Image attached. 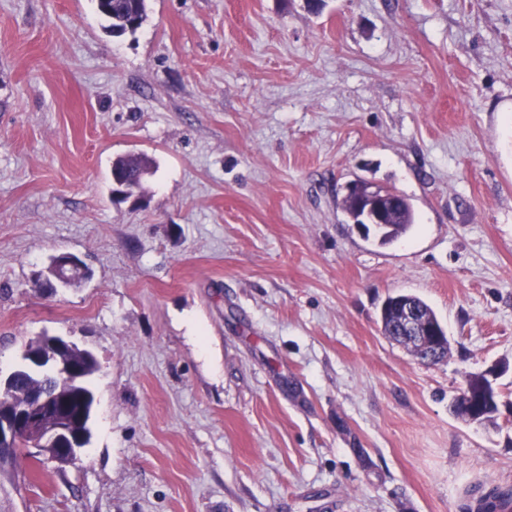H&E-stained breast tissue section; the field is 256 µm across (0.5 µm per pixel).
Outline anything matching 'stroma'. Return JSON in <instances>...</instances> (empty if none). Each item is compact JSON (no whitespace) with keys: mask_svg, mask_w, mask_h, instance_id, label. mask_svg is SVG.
<instances>
[{"mask_svg":"<svg viewBox=\"0 0 512 512\" xmlns=\"http://www.w3.org/2000/svg\"><path fill=\"white\" fill-rule=\"evenodd\" d=\"M0 0V372L94 354L79 460L20 459L0 512H473L512 486V0ZM151 162L139 204L120 158ZM394 189L380 244L340 202ZM70 251L89 281L34 291ZM422 297L424 364L380 308ZM507 364L499 408L449 410ZM112 37L134 35L147 19L146 0H94ZM98 2H101L98 4ZM348 189L349 191L342 197L341 205L353 224L367 225L360 219L363 211L357 208L353 198L357 192H362L364 195L372 194L375 202L384 208L386 224H379L381 222L378 217L369 209L365 211L367 223H373L377 227L381 244H388L405 236L416 225V216L411 203L407 197L395 190L377 185L373 187L363 181L350 183ZM409 304H412L413 307L418 311V321L420 326H422L424 323H427L429 326H435L443 336V342L439 345L440 353L435 363L443 360L448 356L450 351L447 332L443 324L438 319L434 310L418 296L405 293H398L388 296L382 305L380 315V321L382 323V331L384 335L387 336L390 340L396 342L398 345L405 348L420 361H424L430 354H436V349L434 347H432L422 338L416 337L418 336L416 329L417 314L412 309H406L402 331L405 334H409V336L415 337L400 336L398 327L396 325V323L401 318L399 311L402 310L405 305ZM67 344L66 341L60 337L53 336L51 339L37 352L25 351L23 359L24 364L20 365L12 371L6 378L2 379L0 376V386L6 388L9 381L20 372H32L37 370H49L60 381L70 380L77 375V369L64 362L60 356V351Z\"/></svg>","mask_w":512,"mask_h":512,"instance_id":"stroma-1","label":"stroma"}]
</instances>
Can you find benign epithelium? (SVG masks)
<instances>
[{
    "mask_svg": "<svg viewBox=\"0 0 512 512\" xmlns=\"http://www.w3.org/2000/svg\"><path fill=\"white\" fill-rule=\"evenodd\" d=\"M75 269L82 274H89L84 262L70 252L61 251L52 256L50 272L61 285L64 286L67 282L63 272ZM65 345L66 341L53 336L39 351L25 352L24 364L6 378H0V386L7 387L9 381L23 371L46 369L61 381L76 377L77 369L59 356ZM491 376L493 373L490 371L479 374V389L475 392L468 391L469 402L473 408H482L484 401L490 400L496 394ZM84 442L85 436L76 429L75 419L55 396L47 392L31 390L12 412L0 414V456L3 458L9 457L18 447L32 458L44 457L51 448L76 457Z\"/></svg>",
    "mask_w": 512,
    "mask_h": 512,
    "instance_id": "benign-epithelium-1",
    "label": "benign epithelium"
}]
</instances>
